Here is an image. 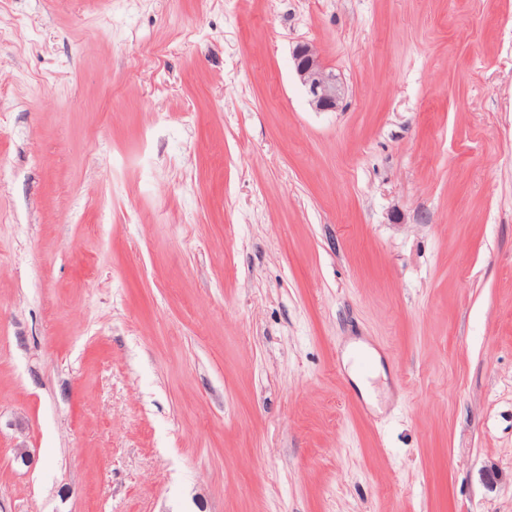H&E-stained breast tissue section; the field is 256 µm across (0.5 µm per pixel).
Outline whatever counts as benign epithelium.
I'll list each match as a JSON object with an SVG mask.
<instances>
[{"label":"benign epithelium","instance_id":"benign-epithelium-1","mask_svg":"<svg viewBox=\"0 0 512 512\" xmlns=\"http://www.w3.org/2000/svg\"><path fill=\"white\" fill-rule=\"evenodd\" d=\"M294 70L310 104L319 112H337L342 108L344 89L336 74L323 64L308 43L296 44L291 53Z\"/></svg>","mask_w":512,"mask_h":512}]
</instances>
